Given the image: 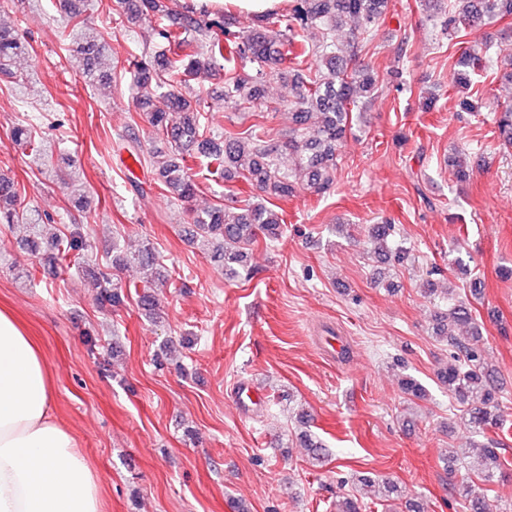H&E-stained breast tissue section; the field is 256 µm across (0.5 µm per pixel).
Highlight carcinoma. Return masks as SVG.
<instances>
[{"label":"carcinoma","instance_id":"1","mask_svg":"<svg viewBox=\"0 0 512 512\" xmlns=\"http://www.w3.org/2000/svg\"><path fill=\"white\" fill-rule=\"evenodd\" d=\"M60 9L74 21L64 38L83 55V79L95 85L109 79L102 69V57L110 50L105 33L76 21L89 6V0H56ZM388 0H291L288 13L274 22L248 30L232 29L231 17L222 13L197 11L189 0H116L118 15L128 14L131 22L150 27V40L156 51L139 59L126 60L123 70L129 87H151L154 96L138 100L147 112L155 138L165 148H155L143 156L139 129L127 125L121 134L126 148L139 163L145 162L157 176L159 187L170 197L192 198L198 184L184 164V155L198 153L223 178L240 175L268 196L285 198L299 189L317 195L329 192L335 182L339 151L347 132L361 119L374 96L375 68L353 67L351 55L333 40L336 32L350 24L351 40L366 36L384 19ZM512 15V0H457L446 28L458 33L466 28L481 29ZM323 30L322 39L292 58L283 46L307 41L311 30ZM26 45L14 31L0 27V75L15 80L20 90L28 86L26 76L14 71L15 59ZM487 57L474 49L461 51L450 65L452 81L462 87L472 85V76L486 68ZM202 70L224 71V105L237 111L261 116L267 79L281 76L294 90L290 100L293 126L279 144L265 140L262 125L253 124L244 135L230 130L219 137L206 136L200 102L185 96L178 87ZM495 129L500 142L512 147V105L496 111ZM15 145L37 160L49 158L46 144L27 125L12 131ZM288 156L291 166L283 168L280 158ZM52 181L76 203L86 197L87 186L74 173L51 172ZM54 222L47 213L22 205L21 190L14 180L0 176V224H24L29 229L27 246L38 251L43 227ZM283 220L264 203L249 204L243 212L229 216L227 205L215 204L193 216L190 239L217 248L213 257L224 259V274L235 276L247 267V247L259 237L276 239L282 235ZM375 252L397 265L407 263L410 249L396 242L394 225L376 224L371 228ZM158 265L148 245L134 252L119 250L112 256L115 268ZM96 300L116 311L125 306L128 294L112 273L101 270L94 276ZM435 336L458 350L453 361L436 373L440 386L466 407V424L471 434L483 436L490 429L503 428L494 370L485 360L481 336L470 309L463 302L448 304L435 314ZM312 464L321 465L328 457L325 445L313 434H301ZM504 463L498 442L482 446L478 477L486 485L503 476ZM378 499L395 501L403 490L388 479L375 482ZM465 512H499L492 508L488 494L474 492L467 482L455 487Z\"/></svg>","mask_w":512,"mask_h":512}]
</instances>
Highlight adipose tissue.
I'll list each match as a JSON object with an SVG mask.
<instances>
[{
  "label": "adipose tissue",
  "instance_id": "adipose-tissue-1",
  "mask_svg": "<svg viewBox=\"0 0 512 512\" xmlns=\"http://www.w3.org/2000/svg\"><path fill=\"white\" fill-rule=\"evenodd\" d=\"M52 404L39 346L1 309L0 512H100L97 478Z\"/></svg>",
  "mask_w": 512,
  "mask_h": 512
}]
</instances>
